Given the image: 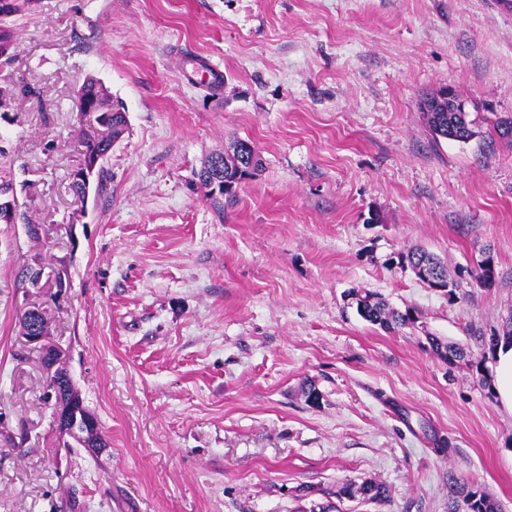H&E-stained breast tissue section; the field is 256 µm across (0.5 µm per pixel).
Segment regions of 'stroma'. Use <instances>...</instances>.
I'll use <instances>...</instances> for the list:
<instances>
[{"mask_svg": "<svg viewBox=\"0 0 512 512\" xmlns=\"http://www.w3.org/2000/svg\"><path fill=\"white\" fill-rule=\"evenodd\" d=\"M9 23L20 48L0 78L41 96L0 113V166L40 236L0 224V512H448L452 474L512 512V413L482 347L512 314V142L493 130L512 115V6L34 0ZM90 75L128 129L105 190L82 198L74 101ZM444 87L469 141L428 126L420 103ZM238 139L264 169L219 211L195 173ZM415 246L454 296L397 264ZM36 264L64 290L22 281ZM353 291L415 324L364 321ZM34 304L101 455L58 444L21 335ZM369 479L384 501L337 497Z\"/></svg>", "mask_w": 512, "mask_h": 512, "instance_id": "obj_1", "label": "stroma"}]
</instances>
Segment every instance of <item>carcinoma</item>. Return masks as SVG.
<instances>
[{
    "instance_id": "carcinoma-1",
    "label": "carcinoma",
    "mask_w": 512,
    "mask_h": 512,
    "mask_svg": "<svg viewBox=\"0 0 512 512\" xmlns=\"http://www.w3.org/2000/svg\"><path fill=\"white\" fill-rule=\"evenodd\" d=\"M18 42L13 29L0 22V57L10 62L17 55ZM76 104L87 100L97 102L99 112L93 121L80 126L79 135L84 144V156L105 154L111 150V142L119 140L127 129V117L124 104L113 97L108 89L96 78L89 76L82 83L75 95ZM426 118L429 128L436 136L457 141H467L475 135L474 125L469 120V113L461 111L463 101L454 93L441 90L424 99ZM246 141L240 139L232 145V151L224 152L214 161L208 162L197 173L199 184L209 189L213 179L219 178L224 189L210 192L214 205L221 207L216 195L232 197L237 187L245 179H253L263 169V161L248 167L244 160L242 147ZM399 263L412 271L432 273L433 278L445 287H450L448 269L438 258L424 249L415 248L398 254ZM356 311L365 321L383 326L387 329L407 326L412 311L400 312L391 308L378 294L367 292L355 294ZM436 353L444 360L453 362L465 357L462 348L448 345L435 338L432 340ZM338 496L362 497L366 501H382L387 497L386 487L373 480L359 484L350 483L338 491ZM448 512H500L499 504L481 486L463 478L455 479L449 484Z\"/></svg>"
}]
</instances>
